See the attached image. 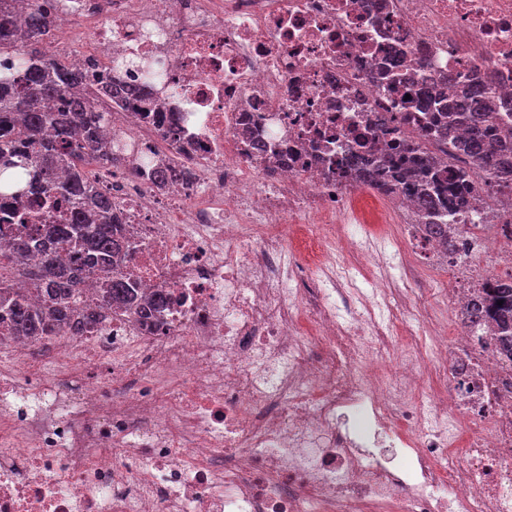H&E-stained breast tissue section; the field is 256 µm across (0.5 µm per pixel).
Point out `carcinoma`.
<instances>
[{
    "instance_id": "carcinoma-1",
    "label": "carcinoma",
    "mask_w": 512,
    "mask_h": 512,
    "mask_svg": "<svg viewBox=\"0 0 512 512\" xmlns=\"http://www.w3.org/2000/svg\"><path fill=\"white\" fill-rule=\"evenodd\" d=\"M52 30V20L38 6L21 18L14 17L12 4L0 9V211L14 216V208L36 196L45 208L69 213L67 223L49 224L37 236H0V323L7 324L10 335L31 341L62 332L80 336L90 328V318L74 312L77 290L90 270L101 305L125 311L139 307L137 283L126 272L131 249H122L112 199L88 177L95 160L119 166L122 159L112 155L100 134L103 115L95 111L90 71L46 52ZM106 92L139 111L150 95L145 81L133 88L111 80ZM420 98L422 107L446 113V126L435 128L440 138H448L450 126H466L457 148L476 164L488 166L494 150L512 156L511 144L493 143L484 88L463 86L447 104L426 85ZM342 165L361 185L411 192L415 219L448 252L458 228L451 216L469 206L471 187L467 173H445L447 154L422 152L373 162L349 151ZM176 176L163 162L146 174L160 185ZM33 254L40 256L35 266L27 263ZM483 291L471 300L468 318L494 321L505 331L512 323V278H500Z\"/></svg>"
}]
</instances>
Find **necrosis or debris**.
<instances>
[{
	"label": "necrosis or debris",
	"instance_id": "4bbe7bcc",
	"mask_svg": "<svg viewBox=\"0 0 512 512\" xmlns=\"http://www.w3.org/2000/svg\"><path fill=\"white\" fill-rule=\"evenodd\" d=\"M94 76L162 72L154 113L100 103L124 167H94L159 321L77 296L98 325L8 344L0 512H512V354L448 334L452 294L390 297L406 242L375 232L337 163L438 151L414 96L482 79L512 142V0H17ZM177 158L158 186L143 163ZM475 193L457 273L512 270V188L457 152ZM373 284L362 292L358 276Z\"/></svg>",
	"mask_w": 512,
	"mask_h": 512
}]
</instances>
